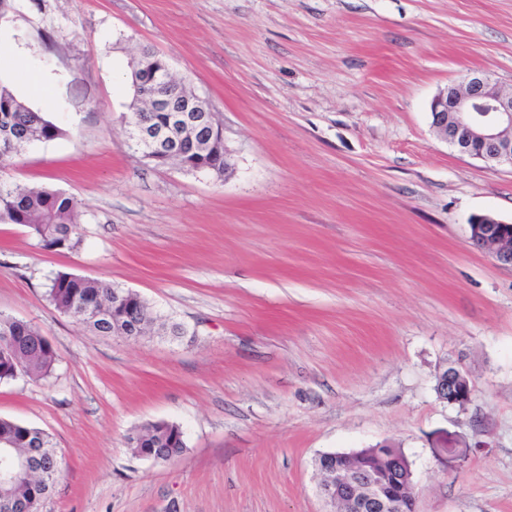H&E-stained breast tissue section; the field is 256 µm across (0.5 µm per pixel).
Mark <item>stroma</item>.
<instances>
[{"label":"stroma","instance_id":"obj_1","mask_svg":"<svg viewBox=\"0 0 512 512\" xmlns=\"http://www.w3.org/2000/svg\"><path fill=\"white\" fill-rule=\"evenodd\" d=\"M0 52L45 75L60 127L0 173L80 204L82 244L0 223V313L54 347L0 382V418L43 429L62 472L42 512H325L316 458L401 448L416 512H512V268L474 249L512 221V168L457 153L433 97L471 72L512 88V0H7ZM164 55L223 126L219 178L130 138L124 74ZM132 290L183 335L81 332L58 272ZM457 365L476 384L440 400ZM178 458L134 455L144 424ZM469 244L487 251L497 262L512 267V222L492 215L471 218L467 231ZM435 390L439 399L453 404L461 395L471 400L474 385L469 374L458 366H448L437 378ZM141 429L152 431L151 443L147 445L150 448H144L143 438L129 439L128 447L136 456H143L158 463H166L180 456L186 450L183 432L175 424L152 422L144 425Z\"/></svg>","mask_w":512,"mask_h":512}]
</instances>
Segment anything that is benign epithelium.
Instances as JSON below:
<instances>
[{
	"label": "benign epithelium",
	"mask_w": 512,
	"mask_h": 512,
	"mask_svg": "<svg viewBox=\"0 0 512 512\" xmlns=\"http://www.w3.org/2000/svg\"><path fill=\"white\" fill-rule=\"evenodd\" d=\"M156 108L171 112L167 127L148 135L130 124V135L147 158L159 160L168 141L181 133L194 135L198 124L207 127L209 141L220 144L222 132L212 125L208 109L201 104L173 107L170 99L158 96ZM432 126L438 137L463 156L491 165L512 166V91L498 89L484 73L475 72L460 84L448 86L431 102ZM469 244L487 251L497 262L512 267V222L492 215L471 218ZM439 399L450 404L464 395L472 397L474 385L469 374L457 366L444 369L437 378ZM372 459L353 452L346 464L336 465V453H324L317 460L322 475L320 493L334 512H415L412 476L396 475L397 458L374 448ZM29 470L28 463L0 450V481L14 480Z\"/></svg>",
	"instance_id": "obj_1"
}]
</instances>
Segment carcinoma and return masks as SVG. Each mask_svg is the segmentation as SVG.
<instances>
[{"label": "carcinoma", "instance_id": "cac0c4a2", "mask_svg": "<svg viewBox=\"0 0 512 512\" xmlns=\"http://www.w3.org/2000/svg\"><path fill=\"white\" fill-rule=\"evenodd\" d=\"M6 104L11 105L13 111H0V139L13 141L14 151L19 152L35 141H51L63 135L59 127L0 83V107ZM130 112L131 121L146 127L160 130L169 122L167 112L146 111L140 94L134 98ZM170 149L180 155V162L188 170L202 169L220 178L224 176L223 154L204 145V139L196 137L191 144L173 143ZM78 218V203L71 196L39 186L13 188L0 181V223L23 226L45 250H77L81 243L76 232ZM112 290V284L106 281L59 272L51 281L48 298L57 310L96 336L136 340L149 334L156 318L147 301L128 291L127 302L114 316ZM3 327L18 340L0 353V382L15 378L13 365L17 360L25 363V374L29 377H48L56 361L50 342L31 324L0 314V329ZM143 429L152 432V436L148 447L132 449L137 456L166 463L186 450L183 432L175 424L152 422ZM0 445L24 458L32 471L31 480L0 488V497L23 503L22 512H40L41 504L53 491L62 470L49 435L37 427L0 418Z\"/></svg>", "mask_w": 512, "mask_h": 512}]
</instances>
